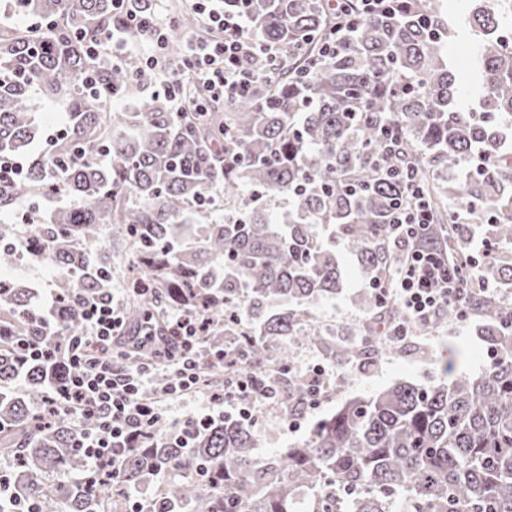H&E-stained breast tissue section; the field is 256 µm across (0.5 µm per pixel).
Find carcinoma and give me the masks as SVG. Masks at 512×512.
Returning a JSON list of instances; mask_svg holds the SVG:
<instances>
[{
	"instance_id": "cac0c4a2",
	"label": "carcinoma",
	"mask_w": 512,
	"mask_h": 512,
	"mask_svg": "<svg viewBox=\"0 0 512 512\" xmlns=\"http://www.w3.org/2000/svg\"><path fill=\"white\" fill-rule=\"evenodd\" d=\"M441 0H408L394 17L363 18L340 41L336 57L310 68L316 45L333 24L325 0H244L254 39L280 50L261 61L268 79L224 108L174 112L164 94L110 110L141 73L138 58L114 65L89 50L117 31L112 0H5L0 16V158H26L21 175L0 180V214L24 199L69 196L29 224L64 271L58 282L63 312L58 337L84 335L77 295L108 287L112 262L87 247L105 231L129 250L132 272L126 305L134 327L156 321L160 339L136 346L151 362L168 349L157 317L189 306L222 325L206 346L235 344L246 369L283 370L279 392L297 407L305 384L288 373L293 346L322 351L339 368L368 363L376 334L359 344L338 339L312 309L343 292L337 246L351 243L365 276L391 271L396 252L387 224L403 200L398 185L375 163L378 128L391 124L397 150L390 165L418 169L433 215L446 224L448 256L464 260L469 224L496 215L488 235L512 243V163L502 161V133L512 128V46L500 35L512 25V0L470 13L475 37L477 104H458L459 83L449 52L455 32ZM21 17L38 25L22 28ZM191 9L174 16L171 47L196 31ZM308 77H302L306 70ZM98 75L96 88L84 78ZM64 106L62 133L41 148L29 101ZM474 152L480 173L448 178ZM110 162H99L100 154ZM288 197L278 218L266 201ZM16 226L0 224V269H10ZM482 280L512 287V254L500 253L479 271ZM32 289L0 283V337L39 336ZM475 310L492 323L484 333L496 361L473 379L458 370L452 350L448 381L403 385L343 401L320 419L310 437L263 459L254 455L257 430L229 416L200 431L190 448L149 442L124 462L121 482L61 486L42 475L57 468L92 476L72 448L78 424L59 413L44 418L26 400L49 381L43 365L21 364L0 346V452L16 462L0 482V512L30 505L47 512H116L122 487L145 484L167 470L165 512H512V301L477 297ZM26 383L15 389L17 375ZM221 364H206L197 389L224 392ZM181 465L170 467L174 458Z\"/></svg>"
}]
</instances>
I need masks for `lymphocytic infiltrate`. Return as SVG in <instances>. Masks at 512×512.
I'll return each instance as SVG.
<instances>
[{
  "label": "lymphocytic infiltrate",
  "instance_id": "obj_1",
  "mask_svg": "<svg viewBox=\"0 0 512 512\" xmlns=\"http://www.w3.org/2000/svg\"><path fill=\"white\" fill-rule=\"evenodd\" d=\"M131 0H113L115 9L124 10L127 29L147 34L156 54L144 57L146 71H154L159 51L168 46L170 24L143 18L131 8ZM337 18V33L325 39L319 59L334 57L339 33L352 28L369 15H393L402 11L404 0H329ZM194 10L204 24L221 31L217 40L188 41L180 70L169 72L164 79L165 92L176 111L203 112L209 102L231 99L249 92L266 78L256 61L271 55L269 46L255 42L250 22L244 13L218 10L210 0H194ZM192 75L204 91L203 97L185 98L180 83L183 74ZM388 178L398 182L403 203L390 215L389 238L400 254L394 277L374 278L368 283L376 297L393 301L402 310L400 322L388 323L378 339L385 345H399L418 336L435 318L448 310H457L461 320H468L472 310V292L479 283L483 261L496 256L502 247L480 231H473L469 242L473 250L466 263H456L447 249L424 243L432 224L429 204L415 169L387 167ZM59 299L54 289H43L33 309L41 320L43 334L37 338L13 337V346L24 360L38 362L51 370L46 410L64 409L76 414L81 433L75 442L94 473L107 478L118 477L126 457L141 439H163L177 448L190 447L200 429L212 421L211 416H191L182 424L167 423L163 404L192 390L198 381L202 361L224 362L233 352L206 350L202 338L212 321L187 308H173L165 314V330L171 351L160 355L156 365L146 366L139 360H127L124 368L113 365L122 349L115 340L124 317L119 301L111 289L83 296V336L60 342L52 330L58 313ZM165 369L171 381L159 395H151L150 384L157 369ZM277 368L243 371L228 382L222 395L212 403L225 413H237L248 425L259 422V412L276 395Z\"/></svg>",
  "mask_w": 512,
  "mask_h": 512
}]
</instances>
